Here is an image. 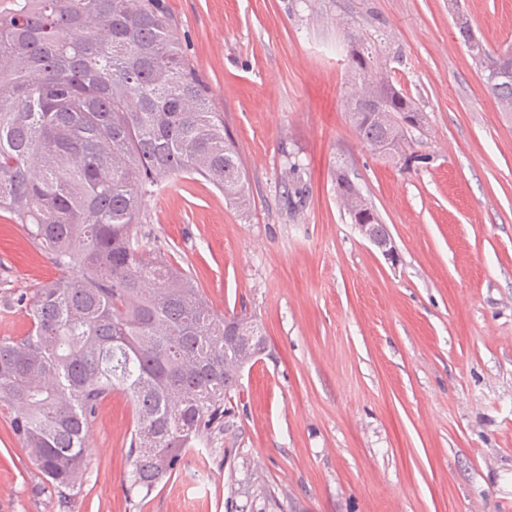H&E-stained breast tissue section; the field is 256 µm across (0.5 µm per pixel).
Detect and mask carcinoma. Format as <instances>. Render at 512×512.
Listing matches in <instances>:
<instances>
[{
    "mask_svg": "<svg viewBox=\"0 0 512 512\" xmlns=\"http://www.w3.org/2000/svg\"><path fill=\"white\" fill-rule=\"evenodd\" d=\"M0 8V211L63 276L20 295L27 336L0 339V410L50 487L76 488L86 437L114 392L135 428L123 475L149 496L201 432L224 428L246 349L224 350L229 324L260 336L252 317H219L192 278L143 230L145 202L172 177L197 175L239 209L250 204L242 157L215 111L163 0H9ZM488 91L512 112L509 68L471 28ZM380 29L347 37L348 81L379 66L377 113L344 95L366 147L405 140L425 113L394 83L375 48Z\"/></svg>",
    "mask_w": 512,
    "mask_h": 512,
    "instance_id": "cac0c4a2",
    "label": "carcinoma"
}]
</instances>
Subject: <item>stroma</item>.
Instances as JSON below:
<instances>
[{"label": "stroma", "instance_id": "stroma-1", "mask_svg": "<svg viewBox=\"0 0 512 512\" xmlns=\"http://www.w3.org/2000/svg\"><path fill=\"white\" fill-rule=\"evenodd\" d=\"M174 35L245 166L239 210L175 177L145 226L216 313L267 338L234 425L199 435L147 498L122 477L134 428L113 394L86 441L81 486L45 488L0 413V512H512V112L457 36L512 49V0H164ZM427 116L412 163L377 157L350 125L348 31ZM301 164L288 195V159ZM351 178L395 245L384 258L344 212ZM0 212V339L25 336L12 297L59 278Z\"/></svg>", "mask_w": 512, "mask_h": 512}]
</instances>
